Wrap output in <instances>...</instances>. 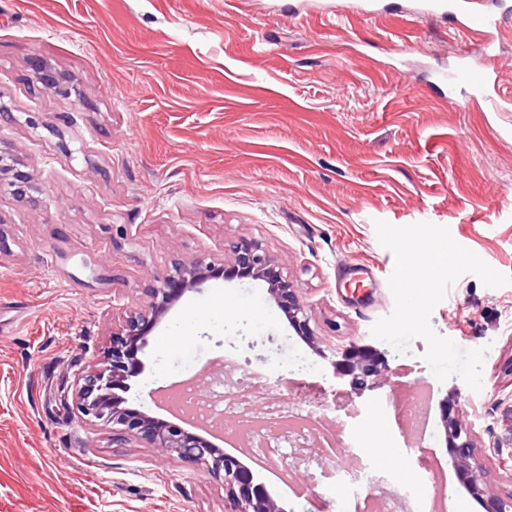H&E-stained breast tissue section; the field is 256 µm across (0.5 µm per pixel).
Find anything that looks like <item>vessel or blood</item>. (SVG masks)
<instances>
[{
  "label": "vessel or blood",
  "instance_id": "vessel-or-blood-1",
  "mask_svg": "<svg viewBox=\"0 0 512 512\" xmlns=\"http://www.w3.org/2000/svg\"><path fill=\"white\" fill-rule=\"evenodd\" d=\"M415 13L419 16L445 15L451 17L463 33L479 38L485 52H492V32L512 22V0H502L498 10L483 7L481 0H417ZM449 86L463 85L472 98H483L498 111L512 104V96L501 93L490 72L476 67L469 56H461L454 73L448 74Z\"/></svg>",
  "mask_w": 512,
  "mask_h": 512
}]
</instances>
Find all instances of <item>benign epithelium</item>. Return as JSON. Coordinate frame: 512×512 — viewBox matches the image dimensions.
Segmentation results:
<instances>
[{
    "label": "benign epithelium",
    "instance_id": "obj_1",
    "mask_svg": "<svg viewBox=\"0 0 512 512\" xmlns=\"http://www.w3.org/2000/svg\"><path fill=\"white\" fill-rule=\"evenodd\" d=\"M0 181L17 192L25 191L28 175L17 159L0 156ZM227 262H217L203 254L188 264L176 263L172 271L146 289L148 307L141 311H122L112 320V339L104 351L103 367L78 377L75 407L83 417L112 429V439L135 441L147 448L175 457L184 463L204 467L208 473L224 478V492L230 505L227 512H287L266 485L239 457L226 453L205 437L181 425L154 418L141 404L127 398H109L116 388L128 394L141 385L148 364L149 337L173 304L188 292L202 289L211 279L234 275L240 279H261L268 284L269 300L285 313L297 332L313 345L319 340L309 324L299 289L283 277L278 260L261 245L241 240L229 246ZM337 372L349 377L352 391L382 388L387 383V354L354 342L336 349ZM459 401L446 399L440 408V428L452 456L461 486L480 501L483 512H512V494L503 496L486 484L487 462L505 466L502 444L479 443L471 428L458 420ZM325 465L320 448L293 446L271 462L305 482L313 480L315 469Z\"/></svg>",
    "mask_w": 512,
    "mask_h": 512
}]
</instances>
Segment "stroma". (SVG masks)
<instances>
[{
	"label": "stroma",
	"instance_id": "stroma-1",
	"mask_svg": "<svg viewBox=\"0 0 512 512\" xmlns=\"http://www.w3.org/2000/svg\"><path fill=\"white\" fill-rule=\"evenodd\" d=\"M0 0V152L27 196L0 187V512H226L224 481L74 415L79 373L98 368L112 310L143 308L174 263L222 258L242 239L280 260L319 348L302 341L263 282L212 281L150 338L148 380L174 382L232 355L271 378L304 359L344 405L424 380L431 405L416 454L407 422L372 416L403 494L427 459L446 512H482L462 491L436 413L461 399L482 440L512 439V283L461 275L431 315L441 336L486 348L482 388L439 381L423 340L397 355L374 338L395 259L375 223L429 222L512 276V112L438 84L462 53L512 93V26L496 50L415 0ZM65 78L44 89L34 65ZM387 352L386 388L352 393L336 347ZM398 448H390V437ZM260 475L290 512L321 507L317 484ZM17 159L10 156H0V180L14 187V191L24 192L28 184V175L19 168Z\"/></svg>",
	"mask_w": 512,
	"mask_h": 512
}]
</instances>
